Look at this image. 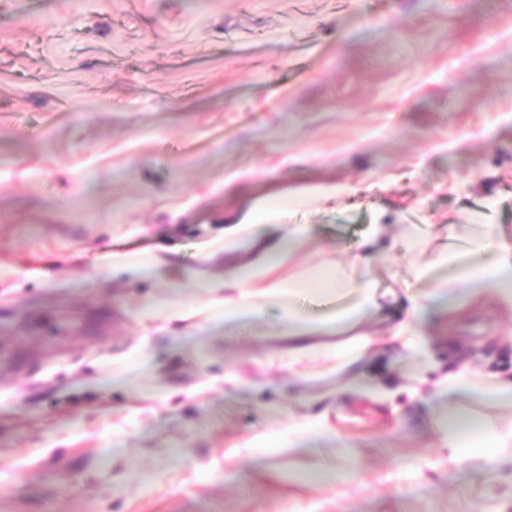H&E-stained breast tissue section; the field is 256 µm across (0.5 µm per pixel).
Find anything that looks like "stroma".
Listing matches in <instances>:
<instances>
[{"label": "stroma", "instance_id": "35a3bbf8", "mask_svg": "<svg viewBox=\"0 0 512 512\" xmlns=\"http://www.w3.org/2000/svg\"><path fill=\"white\" fill-rule=\"evenodd\" d=\"M298 190L279 276L363 241L397 294L354 392L289 369L279 307L217 329L196 286ZM476 221L512 242V0H0V512H512V456L447 444L438 395L512 378V311L389 338L432 288L405 228ZM168 260L161 255L153 254H134L118 256L115 260L116 265H120L124 270L134 275H143L167 264Z\"/></svg>", "mask_w": 512, "mask_h": 512}]
</instances>
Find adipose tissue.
Masks as SVG:
<instances>
[{"instance_id":"adipose-tissue-1","label":"adipose tissue","mask_w":512,"mask_h":512,"mask_svg":"<svg viewBox=\"0 0 512 512\" xmlns=\"http://www.w3.org/2000/svg\"><path fill=\"white\" fill-rule=\"evenodd\" d=\"M266 214L265 208H254L246 221L224 229L225 255L240 254L244 260L224 277V298L217 303L214 321L242 322L258 317L266 305H277L290 343L289 365L332 358L345 376H353L358 364L377 345L376 338L362 332L361 327L381 308L363 245H356L345 263L323 264L282 278L278 269L309 237L310 228L296 224L284 231L279 225L266 223ZM414 274L436 282L431 292L416 301L415 314L488 291L512 308V244L492 242L484 225H473L468 247L449 244L433 266L415 268ZM320 294L331 297L336 306L320 319L309 320L295 301ZM441 391L448 399L446 437L450 444L463 449L467 459L483 466L492 463L504 449H512V430L489 432L482 419L454 401L459 394L512 398V379H492L466 368L447 375L441 382Z\"/></svg>"}]
</instances>
